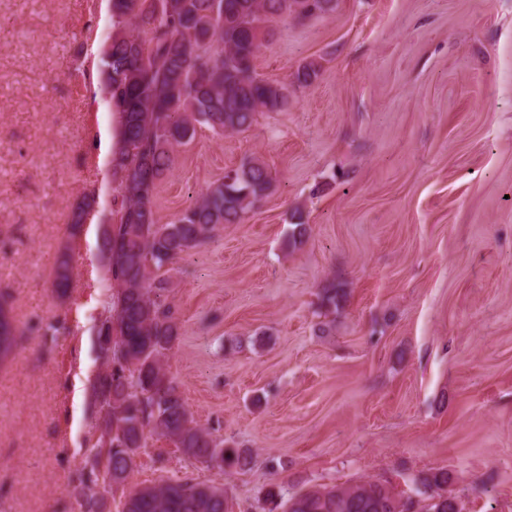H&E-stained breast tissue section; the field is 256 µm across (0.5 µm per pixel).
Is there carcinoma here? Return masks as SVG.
I'll return each mask as SVG.
<instances>
[{"instance_id": "1", "label": "carcinoma", "mask_w": 512, "mask_h": 512, "mask_svg": "<svg viewBox=\"0 0 512 512\" xmlns=\"http://www.w3.org/2000/svg\"><path fill=\"white\" fill-rule=\"evenodd\" d=\"M334 0H112L111 31L94 70H84L108 111L121 107L122 130L111 157L112 231L102 235L107 293L98 315L110 339L96 342L100 371L88 408L98 459L85 466L72 487L83 512H103L105 495L137 466L139 449L155 434L181 455L220 470L249 469L252 455L224 444L199 426L165 360L180 335L178 311L169 300L170 265L205 244L224 224L238 223L270 192L272 177L256 158L244 160L224 180L208 186L169 224L157 223L155 193L172 165L174 148L191 141L196 127L216 133L245 131L261 112L288 110V85L267 81L255 59L273 36L276 17L304 19L333 10ZM320 66L299 68L295 82L311 84ZM90 190L70 217L72 229L97 203ZM70 257L56 260L53 288L67 294ZM345 291L325 288L321 306L341 307ZM419 512H463L448 493V473H427L417 481ZM404 493L388 481L310 487L284 495L264 491L268 512H400ZM121 512H229L224 489L191 477L129 491Z\"/></svg>"}]
</instances>
